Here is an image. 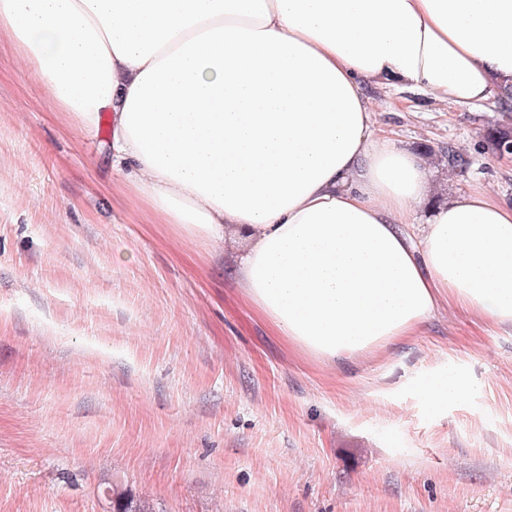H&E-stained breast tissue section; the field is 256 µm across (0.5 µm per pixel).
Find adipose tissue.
Returning a JSON list of instances; mask_svg holds the SVG:
<instances>
[{"label":"adipose tissue","instance_id":"obj_1","mask_svg":"<svg viewBox=\"0 0 512 512\" xmlns=\"http://www.w3.org/2000/svg\"><path fill=\"white\" fill-rule=\"evenodd\" d=\"M51 106L108 116L126 195L180 236L251 242L232 272L326 363L413 335L444 304L512 326V205L483 189L414 215L428 164L367 83L475 105L512 86V0H0Z\"/></svg>","mask_w":512,"mask_h":512}]
</instances>
